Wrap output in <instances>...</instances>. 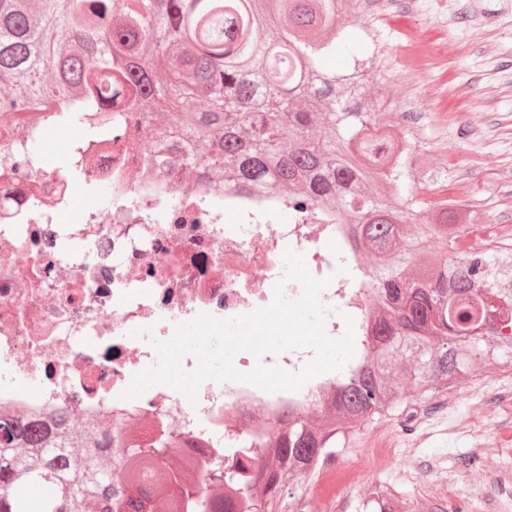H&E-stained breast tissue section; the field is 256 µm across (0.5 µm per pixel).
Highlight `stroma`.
I'll list each match as a JSON object with an SVG mask.
<instances>
[{
    "label": "stroma",
    "instance_id": "obj_1",
    "mask_svg": "<svg viewBox=\"0 0 512 512\" xmlns=\"http://www.w3.org/2000/svg\"><path fill=\"white\" fill-rule=\"evenodd\" d=\"M368 20L383 34L393 63L387 83L366 77L368 92L386 102L400 99L406 82L421 89L416 103L400 112L384 111L382 119L398 133L408 126L421 130L428 163L444 173L440 182L425 187L426 197L488 213L491 222L479 229L481 237L512 226V0H450L444 9L438 0H404L391 13L373 0ZM416 34L428 54L422 70L407 67L400 56L407 38ZM456 418L447 409L434 413L424 426L428 437L417 448L402 441L406 423L400 412L345 433L336 448L339 460L351 455L366 432L384 429L400 442L394 464L362 478L348 498L366 502L370 488L384 483L424 492L444 512H459L468 447L451 432ZM430 458L444 463L442 480H430L424 472L422 464Z\"/></svg>",
    "mask_w": 512,
    "mask_h": 512
}]
</instances>
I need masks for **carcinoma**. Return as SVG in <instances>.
Here are the masks:
<instances>
[{"mask_svg":"<svg viewBox=\"0 0 512 512\" xmlns=\"http://www.w3.org/2000/svg\"><path fill=\"white\" fill-rule=\"evenodd\" d=\"M363 0H0V116L14 112H110L112 126L153 127L149 154L160 171L206 169L226 187L288 191V206L336 211L373 268L360 336L363 359L320 419L288 418L266 451L224 482L248 512H305L290 492L333 456L336 425L407 411L396 368L433 398L473 374L470 360L509 357L512 249L486 243L461 253L457 241L485 213L418 195L429 179L419 146L379 118L363 72L389 76L381 34L359 24ZM342 56L348 72L324 62ZM413 267V274L407 267ZM499 337L492 348L487 337ZM93 422L79 430L50 421H0V512H222L203 499L190 463L162 466L164 442L121 448ZM121 467L122 481H114ZM51 494L35 502L28 488ZM423 512L386 490L369 502Z\"/></svg>","mask_w":512,"mask_h":512,"instance_id":"1","label":"carcinoma"}]
</instances>
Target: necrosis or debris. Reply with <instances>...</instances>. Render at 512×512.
Segmentation results:
<instances>
[{"mask_svg":"<svg viewBox=\"0 0 512 512\" xmlns=\"http://www.w3.org/2000/svg\"><path fill=\"white\" fill-rule=\"evenodd\" d=\"M52 123L28 120L18 152L0 135V415L33 423L52 418L71 424L103 420L112 431L152 442L165 438L166 460L197 463L203 495L223 487L222 469L244 458L270 423L287 410L315 414L345 371L319 375L298 392H265L241 382L205 380L196 401L157 384L123 398L133 376L157 361L154 341L170 340L178 324L207 313L228 319L271 304L284 282L289 297L301 286L284 281L286 249L303 255L309 273L329 279L321 301L330 336L344 333L364 289L336 259L353 246L338 235L328 214L312 206L291 209L280 194H245L210 183L145 175L148 132L139 146L89 141L70 123L72 162L86 174L68 177L43 165L41 147ZM109 180L112 200L103 209H79L76 196ZM234 211L237 223L224 221ZM152 327V337L131 330ZM471 402L456 428L472 440L469 466L498 458L495 486L463 483L468 500L486 512H512V445L482 418L495 409L512 422V366L470 381ZM391 436H367L342 465L354 478L385 469L393 460Z\"/></svg>","mask_w":512,"mask_h":512,"instance_id":"1","label":"necrosis or debris"}]
</instances>
